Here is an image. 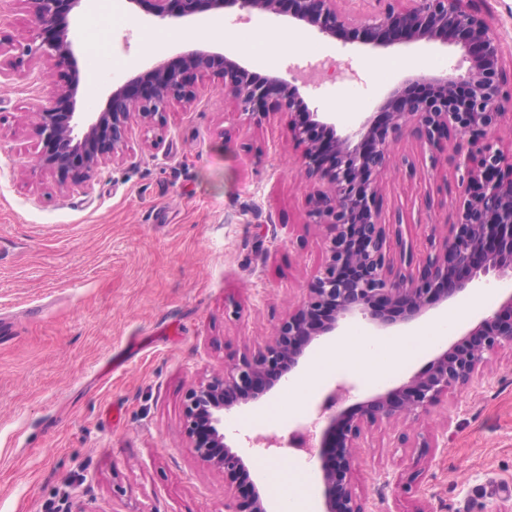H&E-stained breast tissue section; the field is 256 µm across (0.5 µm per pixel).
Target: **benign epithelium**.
<instances>
[{
  "instance_id": "benign-epithelium-1",
  "label": "benign epithelium",
  "mask_w": 512,
  "mask_h": 512,
  "mask_svg": "<svg viewBox=\"0 0 512 512\" xmlns=\"http://www.w3.org/2000/svg\"><path fill=\"white\" fill-rule=\"evenodd\" d=\"M29 17L23 40L3 42L0 57L45 60L58 67L74 56L75 39L68 36V17L81 0H25ZM160 19L190 18L204 10L238 7L246 16L256 12L282 15L280 0H149ZM377 9L365 21L336 8V0H290L288 25L313 28L325 37L341 30L365 36L375 48L389 41L461 42L470 66L462 73L419 75L434 87L421 98L394 91L384 107L386 126L376 130L366 118L341 135L336 113L309 110L299 87L306 82L292 73L261 76L237 59L219 52L194 49L182 55V67L159 63L141 74L152 86L131 97L130 84L112 90L98 112H59L63 99L76 102L79 72L39 104L36 132L43 144L42 170L66 178L70 189L85 190L99 169L128 158L132 117L163 139L166 114L175 102L194 103L199 91L189 74L209 73L224 83L235 113L255 115L273 103L289 112V134L302 148L306 177L313 184L309 223L327 231L326 258L298 307L288 313L261 349L243 354L224 367V374L193 386L184 401V433L196 457L224 475V512H267L268 487L250 481L246 457L227 442L224 414L268 395L281 378L296 369L307 348L324 336L336 335L344 323L360 319L377 331L407 325L430 310L454 302L470 290L512 279V166L492 134L512 109V92L504 93L499 73L505 49L485 19L467 7V0H373ZM414 122L419 139L441 150L454 132L467 139L468 154L458 167L461 196L453 224L431 225L428 255L418 275L396 273L387 255L389 225L377 206V179L390 158V144ZM512 350V291L496 310L483 313L449 348L439 352L426 369L398 387L378 393L347 409L337 406L353 398L355 386L342 381L323 397L315 428L321 440L310 442L300 428L284 439L276 435L249 439L269 455L283 447L320 460L323 512H367L352 482L361 437L366 429L406 418L427 422L445 397L475 383L491 357Z\"/></svg>"
}]
</instances>
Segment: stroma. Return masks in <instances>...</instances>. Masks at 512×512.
<instances>
[{"mask_svg": "<svg viewBox=\"0 0 512 512\" xmlns=\"http://www.w3.org/2000/svg\"><path fill=\"white\" fill-rule=\"evenodd\" d=\"M123 21L103 15L77 41L73 65L37 81L24 60L0 82V512H224V476L196 457L183 428V402L198 382L264 346L295 309L326 257L323 227L309 223L311 185L288 117L234 116L209 77L199 100L175 106L165 141L134 122L126 161L102 168L89 192L68 190L39 166L34 113L79 70L93 85L89 111L112 85L187 50L223 48L257 72L285 74L316 57L332 62L324 84L301 88L310 109L384 123L390 94L420 75L452 69L460 44L395 42L375 48L340 32L304 31L288 43L285 20L237 23L236 7L202 23L162 22L149 4L119 0ZM177 31L159 51L152 31ZM286 39L276 58L268 36ZM388 64L373 73V61ZM458 139L430 150L412 131L391 144L378 180L385 223L400 227L388 253L395 270L416 272L431 225L451 221L458 196ZM421 349L379 385L339 361L301 401L285 386L224 417L227 436H281L293 414L317 405L337 381L362 399L422 370ZM453 417L432 448H403L414 427L372 429L355 467L367 512H493L512 494V352L493 357L478 391L449 395L433 423ZM393 472L377 488L375 470Z\"/></svg>", "mask_w": 512, "mask_h": 512, "instance_id": "1", "label": "stroma"}]
</instances>
